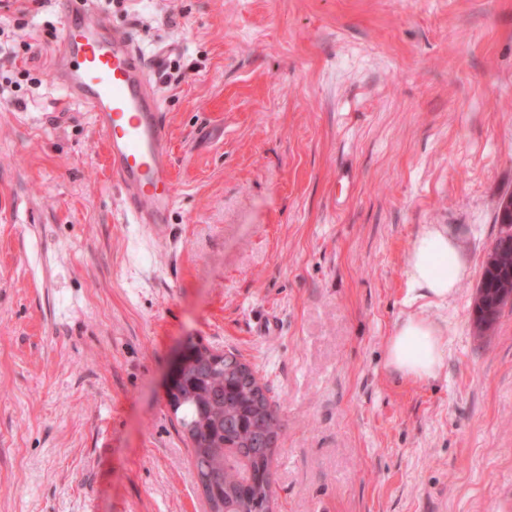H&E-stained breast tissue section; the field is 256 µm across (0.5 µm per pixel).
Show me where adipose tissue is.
I'll use <instances>...</instances> for the list:
<instances>
[{
	"instance_id": "1",
	"label": "adipose tissue",
	"mask_w": 512,
	"mask_h": 512,
	"mask_svg": "<svg viewBox=\"0 0 512 512\" xmlns=\"http://www.w3.org/2000/svg\"><path fill=\"white\" fill-rule=\"evenodd\" d=\"M467 273L462 246L448 228L432 225L417 235L407 266L409 291L414 297L448 299ZM444 355L445 345L438 331L421 317H406L388 341L389 365L406 376L437 378Z\"/></svg>"
}]
</instances>
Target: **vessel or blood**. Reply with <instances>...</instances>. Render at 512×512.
I'll list each match as a JSON object with an SVG mask.
<instances>
[{
    "mask_svg": "<svg viewBox=\"0 0 512 512\" xmlns=\"http://www.w3.org/2000/svg\"><path fill=\"white\" fill-rule=\"evenodd\" d=\"M165 52L145 56L94 0H64L54 81L90 112L130 223L163 231L175 205L164 105Z\"/></svg>",
    "mask_w": 512,
    "mask_h": 512,
    "instance_id": "vessel-or-blood-1",
    "label": "vessel or blood"
}]
</instances>
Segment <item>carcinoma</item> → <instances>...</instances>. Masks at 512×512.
Masks as SVG:
<instances>
[{
    "label": "carcinoma",
    "mask_w": 512,
    "mask_h": 512,
    "mask_svg": "<svg viewBox=\"0 0 512 512\" xmlns=\"http://www.w3.org/2000/svg\"><path fill=\"white\" fill-rule=\"evenodd\" d=\"M509 296L512 234L507 232L483 265L473 306L478 335L493 329ZM172 396L210 512H270L274 449L265 447V438L278 434L280 420L254 377L195 345Z\"/></svg>",
    "instance_id": "1"
}]
</instances>
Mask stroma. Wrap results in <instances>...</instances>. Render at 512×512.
I'll return each instance as SVG.
<instances>
[{"label":"stroma","mask_w":512,"mask_h":512,"mask_svg":"<svg viewBox=\"0 0 512 512\" xmlns=\"http://www.w3.org/2000/svg\"><path fill=\"white\" fill-rule=\"evenodd\" d=\"M161 93L176 203L126 222L52 79L58 0H0V512H209L169 409L183 348L234 351L281 419L273 512H512V302L473 301L512 192V0H97ZM468 275L408 299L412 244ZM438 378L385 363L409 317ZM468 273L458 239L448 228L426 226L410 249L407 278L413 298L446 300Z\"/></svg>","instance_id":"35a3bbf8"}]
</instances>
